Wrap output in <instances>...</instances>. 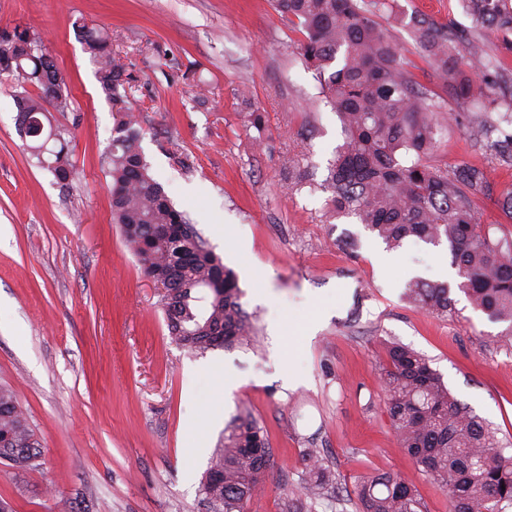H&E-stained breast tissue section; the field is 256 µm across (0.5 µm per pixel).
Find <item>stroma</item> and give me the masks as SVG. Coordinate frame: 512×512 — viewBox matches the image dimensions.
Here are the masks:
<instances>
[{"label": "stroma", "instance_id": "obj_1", "mask_svg": "<svg viewBox=\"0 0 512 512\" xmlns=\"http://www.w3.org/2000/svg\"><path fill=\"white\" fill-rule=\"evenodd\" d=\"M467 35L459 0H398ZM105 28L139 77L134 91L150 172L233 269L256 347L200 353L170 337L160 290L112 222L105 152L114 118L76 19ZM415 80L436 90L409 30L378 17ZM30 27L55 57L71 108L54 113L76 163L69 189L37 166L0 82V384L17 395L41 443L36 465L0 463L12 512H207L201 479L233 417L267 436L270 466L247 512H284L308 449L341 494L397 473L423 512L448 492L396 444L379 368L389 345L424 354L451 394L512 444V338L453 291L448 315L417 309L415 278L456 279L447 245L390 251L350 217H330L321 184L340 122L270 0H0V28ZM265 112L264 132L248 126ZM445 96L432 163L484 165L494 196L481 223L512 238L500 192L512 169ZM279 318L280 334L270 322ZM235 380L225 391L205 367Z\"/></svg>", "mask_w": 512, "mask_h": 512}]
</instances>
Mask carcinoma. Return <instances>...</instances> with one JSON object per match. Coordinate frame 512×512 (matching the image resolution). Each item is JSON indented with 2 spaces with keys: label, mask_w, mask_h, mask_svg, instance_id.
Wrapping results in <instances>:
<instances>
[{
  "label": "carcinoma",
  "mask_w": 512,
  "mask_h": 512,
  "mask_svg": "<svg viewBox=\"0 0 512 512\" xmlns=\"http://www.w3.org/2000/svg\"><path fill=\"white\" fill-rule=\"evenodd\" d=\"M461 3L475 33L467 42L470 71L459 68V42L448 25L418 16L411 20L413 36L440 88L479 105L467 114L468 123L499 132L500 162L511 168L512 94L496 93L506 65L485 52L476 34L497 35L512 47V0ZM273 6L302 35V59L341 123L342 143L324 180L330 211L356 218L391 248L409 238L447 244L457 281L412 280L409 301L445 316L455 287L475 309L506 324L504 336L512 337V239L495 238L476 211L494 186L482 165L461 162L448 171L427 161L439 132L441 96L420 87L377 22L389 0H273ZM74 31L115 119L106 154L113 223L121 226L145 275L162 287L170 335L200 352L250 343L253 328L236 275L149 172L142 131L133 119L139 77L132 64L113 50L105 30L78 23ZM0 62L7 63L0 80L7 77L20 88L17 117L49 123L52 113L70 109L55 58L29 30L0 29ZM499 109L502 124L487 127V113ZM48 144L34 138L32 156L65 188L75 176V161L67 149ZM382 376L399 447L448 489L452 512H512V452L451 394L428 360L391 345ZM39 456V441L14 390L0 385V460L25 471ZM270 460L263 430L248 417L235 418L203 479L207 512H245ZM329 481V472L313 463L285 512H315ZM353 494L360 512H422L415 491L397 474L366 477Z\"/></svg>",
  "instance_id": "carcinoma-1"
}]
</instances>
